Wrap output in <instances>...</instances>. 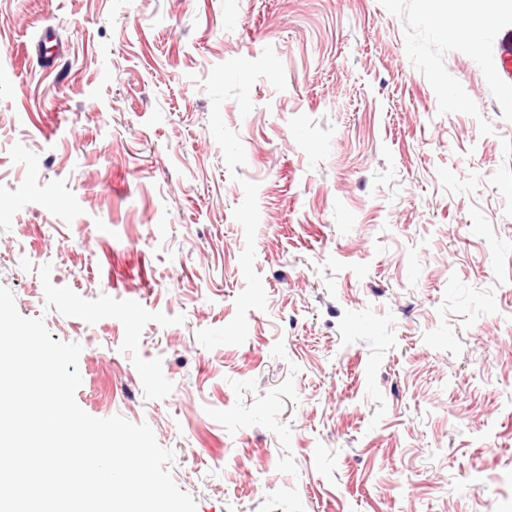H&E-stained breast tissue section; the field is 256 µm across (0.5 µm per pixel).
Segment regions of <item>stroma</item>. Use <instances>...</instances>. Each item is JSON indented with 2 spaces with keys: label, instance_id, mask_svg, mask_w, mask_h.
Segmentation results:
<instances>
[{
  "label": "stroma",
  "instance_id": "obj_1",
  "mask_svg": "<svg viewBox=\"0 0 512 512\" xmlns=\"http://www.w3.org/2000/svg\"><path fill=\"white\" fill-rule=\"evenodd\" d=\"M448 6L0 0V285L197 512H512V10ZM473 1L480 2L481 6L477 9L462 7L448 12V17L440 22V31L443 33H447L448 30L453 31L475 43L485 28L498 22L502 2L511 3L510 0H454L462 4Z\"/></svg>",
  "mask_w": 512,
  "mask_h": 512
}]
</instances>
